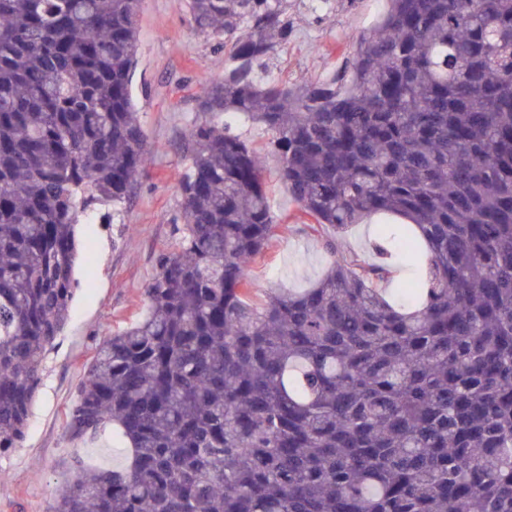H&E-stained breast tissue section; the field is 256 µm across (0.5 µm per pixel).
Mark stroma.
Returning a JSON list of instances; mask_svg holds the SVG:
<instances>
[{"label": "stroma", "mask_w": 512, "mask_h": 512, "mask_svg": "<svg viewBox=\"0 0 512 512\" xmlns=\"http://www.w3.org/2000/svg\"><path fill=\"white\" fill-rule=\"evenodd\" d=\"M385 9V0H330L316 14L309 0H288L293 32L272 53L265 78L299 83L341 71L345 46L372 29ZM223 75V48L193 28L182 0H143L131 91L150 165L122 205L119 221L103 223L104 205L79 216L80 286L70 319L46 357L26 437L20 447L0 454V512H49L59 489L75 476L74 459L101 467L124 462L127 450L115 430L72 441L66 412L98 342L147 310L145 289L156 274L157 257L175 243L179 181L187 168L181 144L201 117L196 96ZM276 169V158H269L266 178L278 228L250 264L257 295L269 288L310 287L332 260L322 233L297 220L298 207L277 182Z\"/></svg>", "instance_id": "obj_1"}]
</instances>
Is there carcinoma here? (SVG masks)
Listing matches in <instances>:
<instances>
[{"instance_id": "1", "label": "carcinoma", "mask_w": 512, "mask_h": 512, "mask_svg": "<svg viewBox=\"0 0 512 512\" xmlns=\"http://www.w3.org/2000/svg\"><path fill=\"white\" fill-rule=\"evenodd\" d=\"M224 48L183 141L176 243L149 310L104 337L66 419L126 464L73 462L51 512H512V0H389L340 74L255 66L287 0H186ZM141 0H0V454L24 439L70 318L76 224L144 172L131 92ZM271 134L259 150L224 123ZM338 255L302 292L248 299L276 217L264 172ZM406 221L387 294L343 238Z\"/></svg>"}]
</instances>
